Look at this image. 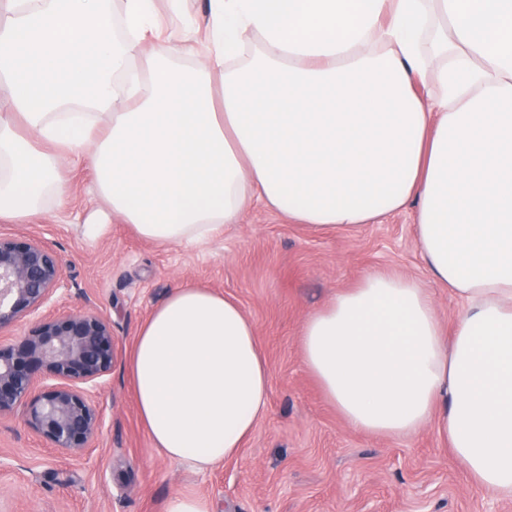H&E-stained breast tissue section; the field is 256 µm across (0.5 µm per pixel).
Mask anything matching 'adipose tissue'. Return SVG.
<instances>
[{
  "label": "adipose tissue",
  "instance_id": "ef3b65f1",
  "mask_svg": "<svg viewBox=\"0 0 512 512\" xmlns=\"http://www.w3.org/2000/svg\"><path fill=\"white\" fill-rule=\"evenodd\" d=\"M6 9L0 218L62 201L65 158L96 172L87 234L118 216L177 247L256 202L315 235L415 203L423 263L462 302L452 331L418 281L371 273L306 318L304 363L350 428L435 422L477 487L512 497V0H208L203 26L170 24L181 0ZM128 371L153 448L200 471L268 410L255 326L208 288L152 310Z\"/></svg>",
  "mask_w": 512,
  "mask_h": 512
}]
</instances>
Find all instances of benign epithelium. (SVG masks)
I'll return each mask as SVG.
<instances>
[{"mask_svg":"<svg viewBox=\"0 0 512 512\" xmlns=\"http://www.w3.org/2000/svg\"><path fill=\"white\" fill-rule=\"evenodd\" d=\"M62 278L48 244L0 234V330L37 312ZM115 357L111 324L99 314L39 320L21 341L0 342V418L20 412L52 447L83 454L100 427L88 386L110 372Z\"/></svg>","mask_w":512,"mask_h":512,"instance_id":"1","label":"benign epithelium"}]
</instances>
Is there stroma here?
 Returning a JSON list of instances; mask_svg holds the SVG:
<instances>
[{"mask_svg":"<svg viewBox=\"0 0 512 512\" xmlns=\"http://www.w3.org/2000/svg\"><path fill=\"white\" fill-rule=\"evenodd\" d=\"M62 171L63 204L21 224L0 221V233L51 246L63 282L40 314H103L118 359L94 390L101 424L86 454L52 447L21 416L0 418V512H166L179 494L196 497L206 512H512V498H492L472 482L434 424L410 438L350 428L303 361L304 320L374 272L428 286L452 329L460 303L430 280L413 207L316 236L257 204L196 248L141 239L115 216L89 239L82 226L101 204L94 175L85 164L66 162ZM182 284L240 303L271 376L268 412L239 456L205 471L153 450L127 371L139 326Z\"/></svg>","mask_w":512,"mask_h":512,"instance_id":"obj_1","label":"stroma"}]
</instances>
